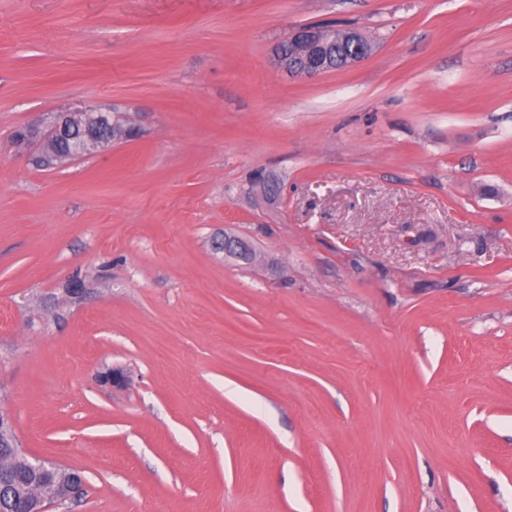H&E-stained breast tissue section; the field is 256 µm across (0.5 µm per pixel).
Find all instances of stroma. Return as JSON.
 <instances>
[{"mask_svg": "<svg viewBox=\"0 0 512 512\" xmlns=\"http://www.w3.org/2000/svg\"><path fill=\"white\" fill-rule=\"evenodd\" d=\"M89 103L136 136L13 145ZM0 411L49 512H512V0H0ZM372 52L371 42L356 29L304 26L275 48V60L288 73L313 77L336 70L339 59L344 60L341 68H348ZM214 250L224 254V260L234 263L253 264L260 256L244 239L224 230L212 240ZM54 487L47 491L36 493V512H45L47 503L76 499L83 490L82 477L54 470Z\"/></svg>", "mask_w": 512, "mask_h": 512, "instance_id": "35a3bbf8", "label": "stroma"}]
</instances>
